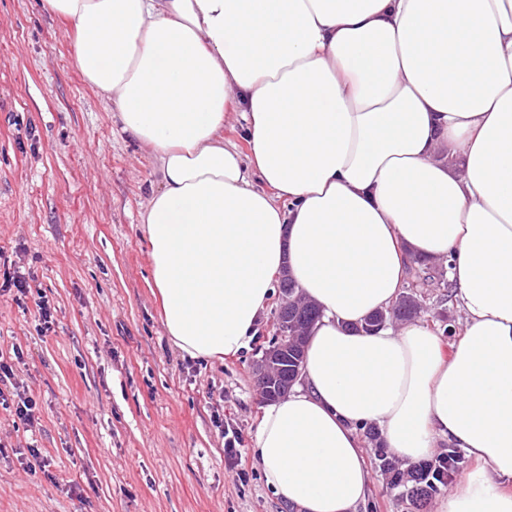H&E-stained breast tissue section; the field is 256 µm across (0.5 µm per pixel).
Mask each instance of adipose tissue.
I'll return each instance as SVG.
<instances>
[{
  "mask_svg": "<svg viewBox=\"0 0 512 512\" xmlns=\"http://www.w3.org/2000/svg\"><path fill=\"white\" fill-rule=\"evenodd\" d=\"M162 187L145 215L162 320L240 353L282 270L322 311L251 452L300 512H357L361 431L413 465L475 461L434 512H512V0H41ZM243 113L247 152L224 141ZM447 259L444 342L388 309L412 256Z\"/></svg>",
  "mask_w": 512,
  "mask_h": 512,
  "instance_id": "adipose-tissue-1",
  "label": "adipose tissue"
}]
</instances>
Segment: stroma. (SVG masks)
Returning a JSON list of instances; mask_svg holds the SVG:
<instances>
[{
	"label": "stroma",
	"mask_w": 512,
	"mask_h": 512,
	"mask_svg": "<svg viewBox=\"0 0 512 512\" xmlns=\"http://www.w3.org/2000/svg\"><path fill=\"white\" fill-rule=\"evenodd\" d=\"M74 31L39 0H0V264L54 309L0 295V354L38 403L27 429L0 408V512H297L250 452L263 403L253 372L275 333L268 309L248 349L190 357L170 341L143 217L161 187L151 150L123 131L74 58ZM242 448L224 459V433ZM37 448L55 483L24 461ZM372 473L358 512H433Z\"/></svg>",
	"instance_id": "35a3bbf8"
}]
</instances>
